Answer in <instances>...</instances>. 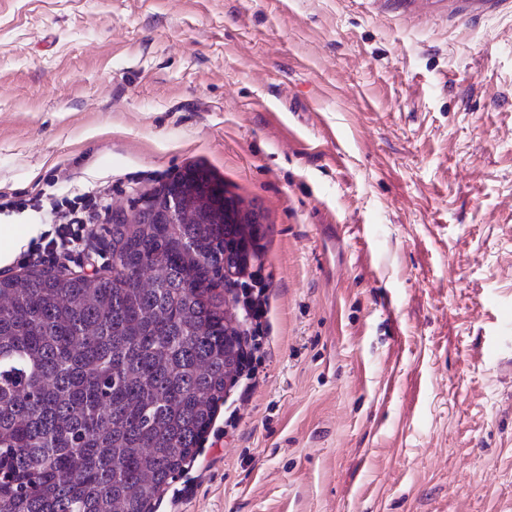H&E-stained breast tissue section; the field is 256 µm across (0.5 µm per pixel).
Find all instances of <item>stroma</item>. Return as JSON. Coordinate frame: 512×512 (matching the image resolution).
<instances>
[{
    "label": "stroma",
    "instance_id": "1",
    "mask_svg": "<svg viewBox=\"0 0 512 512\" xmlns=\"http://www.w3.org/2000/svg\"><path fill=\"white\" fill-rule=\"evenodd\" d=\"M191 166L268 345L157 512H512V0H0V224ZM249 278L250 282L244 280L238 284V281H235L234 284L240 287L236 296L237 302L242 300L244 311L242 371L246 372V380L249 382L242 392L243 398L249 395L259 381V366L262 363L260 354L269 329L266 319L269 307V285L257 271L252 272Z\"/></svg>",
    "mask_w": 512,
    "mask_h": 512
}]
</instances>
